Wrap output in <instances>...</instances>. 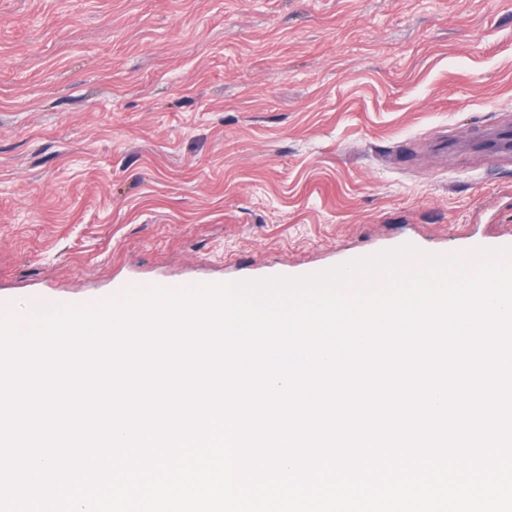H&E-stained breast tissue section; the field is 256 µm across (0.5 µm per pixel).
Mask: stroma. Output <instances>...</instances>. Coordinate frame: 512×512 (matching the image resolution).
<instances>
[{
  "instance_id": "obj_1",
  "label": "stroma",
  "mask_w": 512,
  "mask_h": 512,
  "mask_svg": "<svg viewBox=\"0 0 512 512\" xmlns=\"http://www.w3.org/2000/svg\"><path fill=\"white\" fill-rule=\"evenodd\" d=\"M512 0H0V315L512 246Z\"/></svg>"
}]
</instances>
